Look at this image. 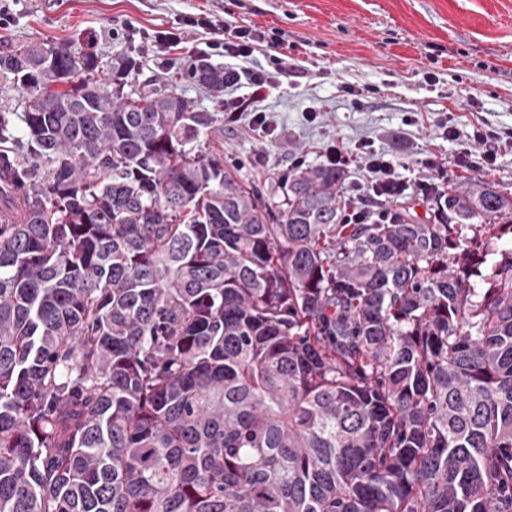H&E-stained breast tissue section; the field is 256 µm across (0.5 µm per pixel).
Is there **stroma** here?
<instances>
[{"mask_svg":"<svg viewBox=\"0 0 512 512\" xmlns=\"http://www.w3.org/2000/svg\"><path fill=\"white\" fill-rule=\"evenodd\" d=\"M0 54L30 41L66 44L102 58L124 53L141 64L137 82L170 78L195 109L213 94L183 73L204 56L226 67L271 68L283 61L275 89L260 107L277 130L267 137L244 126L220 137L224 164L260 190L288 175L295 157L325 161L346 149V187L364 186L360 143L387 154L402 178L427 175V160L445 163L461 150L493 149L494 166L460 169L454 186L477 179L512 188V0H0ZM226 18L264 34L281 31L285 47H262L251 59L225 56L208 31L188 27L199 15ZM179 29L165 49L161 32ZM452 122L456 139L444 124ZM482 131L485 142L475 141Z\"/></svg>","mask_w":512,"mask_h":512,"instance_id":"obj_1","label":"stroma"}]
</instances>
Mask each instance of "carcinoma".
Here are the masks:
<instances>
[{"mask_svg": "<svg viewBox=\"0 0 512 512\" xmlns=\"http://www.w3.org/2000/svg\"><path fill=\"white\" fill-rule=\"evenodd\" d=\"M138 69L0 55V512H512V190L345 224L343 169L247 188Z\"/></svg>", "mask_w": 512, "mask_h": 512, "instance_id": "carcinoma-1", "label": "carcinoma"}]
</instances>
